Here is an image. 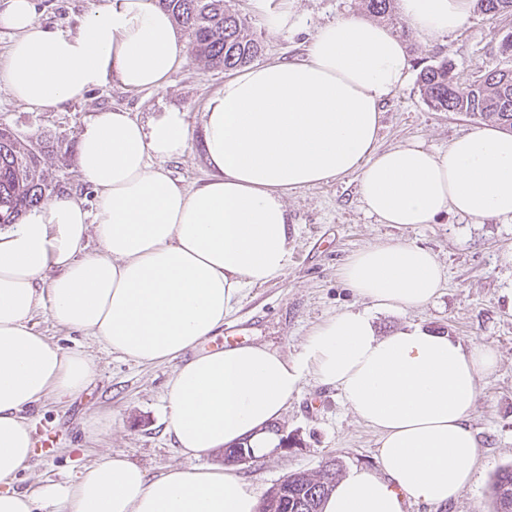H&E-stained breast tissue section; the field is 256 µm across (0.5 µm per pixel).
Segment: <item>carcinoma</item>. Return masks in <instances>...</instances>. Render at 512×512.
<instances>
[{
	"instance_id": "cac0c4a2",
	"label": "carcinoma",
	"mask_w": 512,
	"mask_h": 512,
	"mask_svg": "<svg viewBox=\"0 0 512 512\" xmlns=\"http://www.w3.org/2000/svg\"><path fill=\"white\" fill-rule=\"evenodd\" d=\"M396 0H362L365 10L398 21ZM175 26L186 38L187 49L216 68L233 70L249 63L261 51L259 42L248 33L246 18L224 8V0H159ZM477 10L489 19L512 12V0H476ZM480 75L462 83L452 63L442 60L422 67L418 84L425 103L435 112H458L512 130V67L478 66ZM67 154L68 145L59 141H33L0 123V226L18 224L32 209L54 193L41 170L45 150ZM341 477L337 460L324 469L288 479V500L311 487L324 484L313 499L310 512H321L322 501ZM490 495L494 512H512V465L499 469L492 480Z\"/></svg>"
}]
</instances>
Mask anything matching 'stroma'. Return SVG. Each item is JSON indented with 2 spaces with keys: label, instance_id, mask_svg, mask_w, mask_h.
<instances>
[{
  "label": "stroma",
  "instance_id": "stroma-1",
  "mask_svg": "<svg viewBox=\"0 0 512 512\" xmlns=\"http://www.w3.org/2000/svg\"><path fill=\"white\" fill-rule=\"evenodd\" d=\"M101 0H37L40 23L56 33L75 32L81 17ZM246 17L262 46L261 61L303 57L310 37L322 25L350 16L365 17L361 0H297L299 32H271L265 13L255 0H228ZM512 33V12L486 19L472 12L459 31L428 47L415 34L403 44L412 72L442 60L451 61L461 82L478 76L477 64L511 66L498 42ZM227 71L209 67L197 57L174 73L161 88L129 92L113 79L89 90L54 112H36L14 101L0 89V123L38 142L44 138L69 143L68 154L45 152L43 174L56 193L68 192L94 206L95 190L81 176L75 146L83 128L97 111L122 108L148 122L174 108L187 114L195 142L191 150L170 163L174 178L197 187L212 173L200 144L202 114ZM381 147L420 141L443 150L457 136L476 125L457 112H436L423 100L417 80H409L383 106ZM297 234L291 243V261L285 274L268 284L247 289L241 303L225 319L224 331L208 347H226L227 334L241 344H262L288 358L298 357L307 337L328 318L346 309L365 308L341 278L340 268L352 253L376 243L408 240L430 250L445 271L446 282L434 303L405 312L380 311L374 315L378 335L416 324L463 343L493 347L499 357L492 374L479 381L480 399L473 425L480 440L477 481L464 488L445 507L431 508L410 502L405 512H493L490 485L495 472L512 464V220L490 218L475 222L450 213L432 224L403 228L379 223L363 208L354 177H345L303 189L286 199ZM33 329L63 349L91 355L97 365L94 382L81 394L64 400L48 399L28 410L36 431H55V445L37 448L16 481L17 489L73 481L88 465L107 454L119 455L155 477L168 468L185 464L165 426L166 384L172 365H140L105 352L92 337L61 328L48 311H39ZM102 430L91 433V419ZM295 436L298 447L270 451L254 464L240 466L242 477L257 495L284 476L314 471L328 458L342 466L374 467L377 433L343 402L336 390L320 386L305 376L279 423Z\"/></svg>",
  "mask_w": 512,
  "mask_h": 512
}]
</instances>
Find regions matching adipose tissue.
Listing matches in <instances>:
<instances>
[{
  "instance_id": "ef3b65f1",
  "label": "adipose tissue",
  "mask_w": 512,
  "mask_h": 512,
  "mask_svg": "<svg viewBox=\"0 0 512 512\" xmlns=\"http://www.w3.org/2000/svg\"><path fill=\"white\" fill-rule=\"evenodd\" d=\"M472 7L398 0L428 46L462 28ZM36 12V0H6L0 10L13 33L0 87L32 110L59 109L110 78L129 91L156 89L186 62L158 0H101L69 34L43 28ZM408 78L405 49L385 25L353 16L320 27L303 60L225 79L203 113L213 173L197 188L167 167L192 148L186 113L169 109L144 124L103 110L84 128L79 168L97 192L95 210L56 195L0 230V512H38L43 502L62 512H257L233 468L200 460L243 440L272 448L266 428L306 375L339 391L379 436L375 467L349 468L323 512L438 507L475 483L478 381L496 352L420 327L385 336L374 327V312L439 296L443 270L419 245L384 242L347 257L341 274L368 307L330 317L296 359L258 344L202 347L246 289L284 275L296 232L285 195L352 176L383 224H430L446 212L512 218V133L485 124L440 152L420 142L380 147L383 105ZM43 308L108 352L172 364L167 430L187 465L153 479L109 455L70 484L14 488L34 453L25 410L77 396L97 373L85 352L33 331Z\"/></svg>"
}]
</instances>
